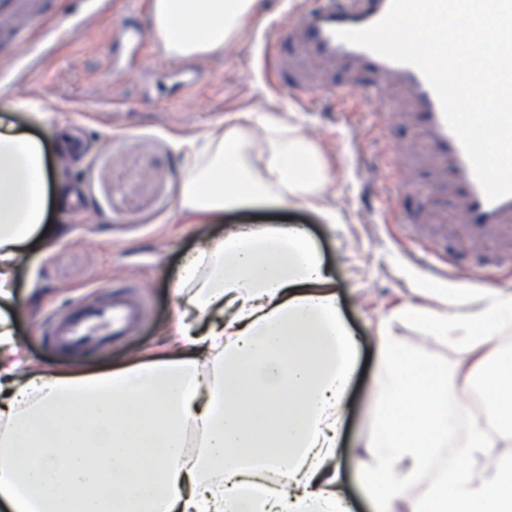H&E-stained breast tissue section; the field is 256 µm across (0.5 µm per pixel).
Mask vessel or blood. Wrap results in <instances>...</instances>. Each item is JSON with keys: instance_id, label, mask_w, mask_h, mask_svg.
Returning a JSON list of instances; mask_svg holds the SVG:
<instances>
[{"instance_id": "vessel-or-blood-1", "label": "vessel or blood", "mask_w": 512, "mask_h": 512, "mask_svg": "<svg viewBox=\"0 0 512 512\" xmlns=\"http://www.w3.org/2000/svg\"><path fill=\"white\" fill-rule=\"evenodd\" d=\"M390 0H351L341 8L336 0H290L286 35L297 37L311 60H341L368 69L373 90L361 93L359 87H334L330 96L349 99L363 96L366 110H374L382 91L391 84L403 86L411 95L422 131L442 169L458 186L466 214V230L482 238L512 227V195L488 201L475 178L470 162L457 137L448 128L438 98L415 67L386 60L373 52L338 39L336 30L361 28L378 22L387 12ZM42 15V0H0V34L17 38ZM101 304L78 303L64 317L51 318L47 341L63 349L100 347L127 335L140 325L145 303L122 283L106 289Z\"/></svg>"}]
</instances>
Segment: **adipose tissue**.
<instances>
[{
  "instance_id": "ef3b65f1",
  "label": "adipose tissue",
  "mask_w": 512,
  "mask_h": 512,
  "mask_svg": "<svg viewBox=\"0 0 512 512\" xmlns=\"http://www.w3.org/2000/svg\"><path fill=\"white\" fill-rule=\"evenodd\" d=\"M261 0H152L170 56L222 51ZM261 166L247 125L184 140L181 200L215 216L250 202L323 212L312 145L263 123ZM41 143L0 120V505L8 512H350L336 448L359 343L332 278L296 225L236 224L178 274L172 343L156 358L72 375L34 366L11 311L27 243L46 234ZM411 323L475 354L483 425L457 439L458 372L405 347ZM512 294L457 288L444 308L407 304L376 332L372 434L353 448L378 512H512V456L476 473L465 460L512 446ZM197 435V450L187 448Z\"/></svg>"
}]
</instances>
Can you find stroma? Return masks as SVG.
Instances as JSON below:
<instances>
[{"mask_svg":"<svg viewBox=\"0 0 512 512\" xmlns=\"http://www.w3.org/2000/svg\"><path fill=\"white\" fill-rule=\"evenodd\" d=\"M285 9L286 0H262L236 39L196 59L186 76L158 64L156 55L133 52L121 37L133 25L152 41L151 0H108L98 14L91 0H56L50 23L71 26L73 34L49 43L43 27H34L18 60H0V116L42 141L52 183L76 195L69 204L49 198L54 233L32 240L15 272V327L23 351L41 367L75 373L128 367L169 343L177 274L203 241L218 239L231 224L301 226L331 269L342 316L361 339L337 460L356 512H371L350 449L370 436L365 415L378 323L407 302L435 305L437 288L512 293V239L478 241L463 230L458 192L440 171L403 87H388L373 112L356 98L316 95V88L343 84L368 90L372 77L341 61L301 69L302 49L275 25ZM266 40L279 46L280 73L264 68ZM295 82L314 88L299 106L286 99V84ZM19 99L36 103V110L15 109ZM232 115L257 140L265 116L298 128L323 162L324 205L335 211V223L297 202L247 204L213 221L182 209L179 142L223 130ZM62 132L76 144L71 153L58 145ZM441 264L447 277L431 272ZM118 280L136 285L148 301L135 333L87 354L46 344L49 314H66L84 298L103 300V286ZM395 333L444 365L470 358L456 344L426 341L414 325H398Z\"/></svg>","mask_w":512,"mask_h":512,"instance_id":"1","label":"stroma"}]
</instances>
